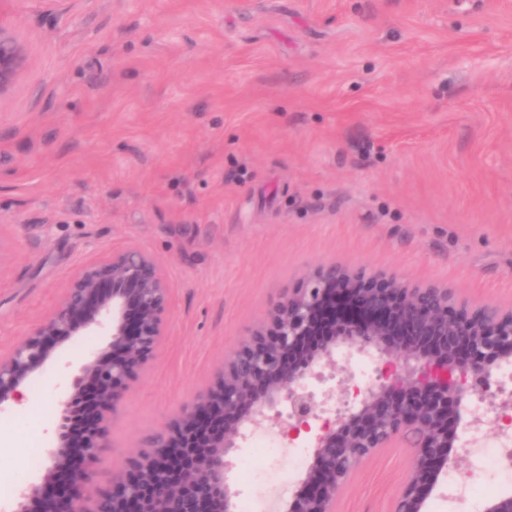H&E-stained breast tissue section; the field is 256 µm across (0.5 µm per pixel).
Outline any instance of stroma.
I'll use <instances>...</instances> for the list:
<instances>
[{
    "label": "stroma",
    "instance_id": "obj_1",
    "mask_svg": "<svg viewBox=\"0 0 512 512\" xmlns=\"http://www.w3.org/2000/svg\"><path fill=\"white\" fill-rule=\"evenodd\" d=\"M0 23L30 59L0 101V351L114 250L171 289L102 486L320 264L512 308V0H9ZM105 345L72 338L0 414V503L53 384ZM410 455L377 451L336 512H393ZM300 478L279 458L235 484L264 512Z\"/></svg>",
    "mask_w": 512,
    "mask_h": 512
}]
</instances>
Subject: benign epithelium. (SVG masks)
<instances>
[{"label": "benign epithelium", "instance_id": "obj_1", "mask_svg": "<svg viewBox=\"0 0 512 512\" xmlns=\"http://www.w3.org/2000/svg\"><path fill=\"white\" fill-rule=\"evenodd\" d=\"M28 65L25 45L0 25V100ZM169 303L156 257L138 247L114 251L79 269L44 319L0 353L2 411L20 402L56 346L83 332L109 337L107 351L86 355L71 382L55 386L49 465L22 485L11 512H234L232 450L250 429L267 427L272 410L287 415L289 436L311 431L320 404L308 382L351 350L383 361L376 383L357 405L338 408L333 424L312 430V463L277 512H335L352 472L399 440L414 453L395 512H422L480 422L470 400L493 397L491 377L512 365V309L474 304L433 283L322 264L269 308L177 423L156 432L103 488L92 469L130 383L160 350ZM484 512H512V491Z\"/></svg>", "mask_w": 512, "mask_h": 512}]
</instances>
